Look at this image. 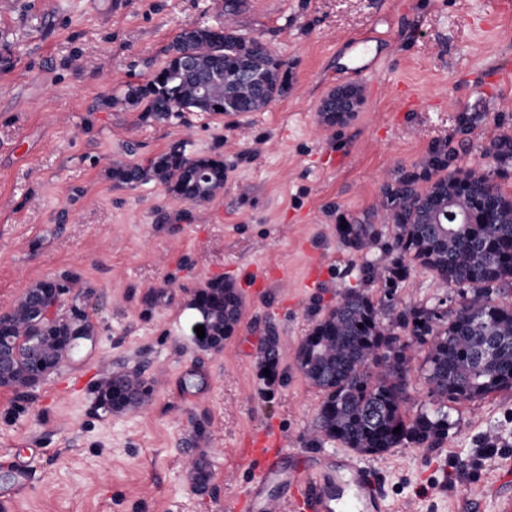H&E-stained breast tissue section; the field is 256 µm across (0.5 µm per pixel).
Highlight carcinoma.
<instances>
[{
	"label": "carcinoma",
	"mask_w": 512,
	"mask_h": 512,
	"mask_svg": "<svg viewBox=\"0 0 512 512\" xmlns=\"http://www.w3.org/2000/svg\"><path fill=\"white\" fill-rule=\"evenodd\" d=\"M239 4L240 0H224L222 27L182 28L165 64L146 84L129 86L124 101L144 105V111L157 119H170L218 107L229 116L258 112L288 94V61L261 40L239 33ZM186 56L199 63V76L183 70ZM245 60L252 68L250 83L240 82L238 76ZM202 81L208 83L206 95L199 89ZM363 101L359 86L337 87L322 100L320 123L327 128L344 124ZM484 155L495 163L493 170L454 167L448 143L435 142L417 164L394 171L364 220L337 227L352 249L382 250L383 257L365 262L360 274L368 282L381 283L383 295L345 292L298 346V371L324 393L310 444L336 442L368 456L433 445L448 435L446 404L512 388V304L494 303L488 296L491 288L512 284V194L494 181L509 178L512 132L493 136ZM110 174L118 186L134 188L155 181L172 198L200 204L224 189V157L192 156L182 144L146 167L115 162ZM459 215L466 223H455ZM382 224L393 226V238L384 244ZM413 266L470 292L448 317L433 308L400 307L393 301V286ZM46 285L35 283L11 312L0 315V334L12 337L13 346L10 366L0 370V386L19 392L34 388L39 384L35 362L55 371L72 352L64 342L66 329L94 330L85 308L77 305L60 324L37 325L34 294ZM193 299L209 315L206 339L216 349L223 347L241 318L237 288L217 279L197 289ZM402 331L410 340H401ZM279 343V336L273 335L263 347V367L270 370L263 378L269 386L279 377ZM415 344L426 352L424 379L430 405L411 415L407 389ZM152 391L153 381L141 374L118 372L97 388L96 399L111 411L122 412L144 406ZM398 426L401 433H393ZM193 477L201 489L209 484L206 460H195Z\"/></svg>",
	"instance_id": "obj_1"
}]
</instances>
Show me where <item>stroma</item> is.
Returning a JSON list of instances; mask_svg holds the SVG:
<instances>
[{
	"label": "stroma",
	"instance_id": "obj_1",
	"mask_svg": "<svg viewBox=\"0 0 512 512\" xmlns=\"http://www.w3.org/2000/svg\"><path fill=\"white\" fill-rule=\"evenodd\" d=\"M223 21L224 0H0V314L34 283L71 272L90 291L97 336L28 396L0 387V454L20 442L39 450L12 512H220L249 478L235 450L253 431L273 428L288 449H305L323 396L293 349L345 290L381 293L362 280L367 255L346 246L339 218L364 217L392 170L432 143L446 142L455 165L490 166L485 145L512 125V0H241L240 33L290 65L286 96L260 112L169 121L124 104L183 27ZM372 28L385 42L362 106L321 127L342 39ZM463 112L477 117L467 135ZM181 142L223 155L224 188L211 200L183 203L153 181L113 184V159L144 165ZM264 266L283 278L254 281ZM222 277L241 291L242 317L222 350H205L192 294ZM393 293L449 312L462 290L417 267ZM272 333L290 350L270 386L260 359ZM159 369L145 408L97 407L112 373ZM447 412L437 444L365 457L386 512H502L489 485L512 463V390ZM193 448L213 473L203 493L184 470ZM420 485L430 497L416 496Z\"/></svg>",
	"mask_w": 512,
	"mask_h": 512
}]
</instances>
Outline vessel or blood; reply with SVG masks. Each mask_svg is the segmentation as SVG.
<instances>
[{
	"label": "vessel or blood",
	"mask_w": 512,
	"mask_h": 512,
	"mask_svg": "<svg viewBox=\"0 0 512 512\" xmlns=\"http://www.w3.org/2000/svg\"><path fill=\"white\" fill-rule=\"evenodd\" d=\"M339 75L363 79L379 57L369 41L342 42ZM240 459L255 466L248 491L224 503V512H384L385 495L370 470L349 454L291 452L282 442L243 448ZM28 460L18 453L0 458V504L7 506L32 485Z\"/></svg>",
	"instance_id": "b4317fda"
}]
</instances>
